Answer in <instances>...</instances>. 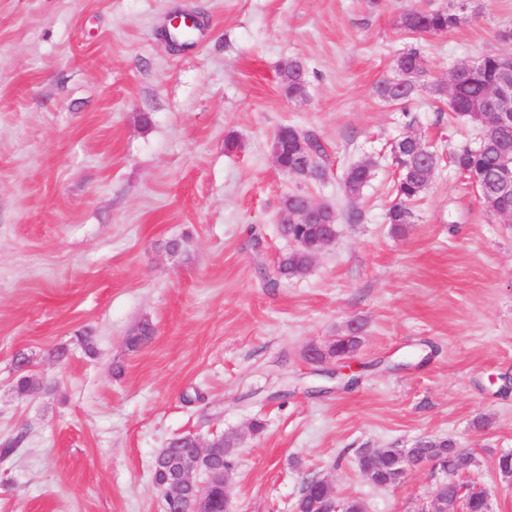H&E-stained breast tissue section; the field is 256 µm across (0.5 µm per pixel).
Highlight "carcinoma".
Listing matches in <instances>:
<instances>
[{"label": "carcinoma", "mask_w": 512, "mask_h": 512, "mask_svg": "<svg viewBox=\"0 0 512 512\" xmlns=\"http://www.w3.org/2000/svg\"><path fill=\"white\" fill-rule=\"evenodd\" d=\"M461 14L451 9H438L432 11L410 9L402 16V27L407 32L418 35H439L455 27L460 22ZM509 52H489L479 58L478 68L471 73H461L456 86V97L448 99L450 110L464 118L475 119L479 114L489 124L493 123L492 114L485 112V102L488 93L500 81L505 58L511 56ZM422 61L421 52L412 47L401 53L393 60L394 70H405L407 74L398 76L400 82L389 80L380 81L375 87V94L381 100L405 105L411 102L417 92L416 79L424 73L423 67L413 68V65ZM305 66L298 60H291L281 69V87L284 94L290 99L301 97L305 93L306 82L303 81ZM308 147L310 157L306 158L292 151L282 156L284 165L299 169L310 164L312 176L310 180L320 181L325 176V168L320 163L324 154L321 143L312 135H302ZM402 154V162L396 163L399 177L394 186L395 203L386 212V223L391 225L395 232L405 229L413 223V212L410 205L419 200L426 191L437 167V160H428L417 154L415 144L404 138L398 143ZM452 163L461 176L475 187L487 204L489 212L498 211L512 202V198H502L497 194V182L500 171L504 167H512V161L506 158L503 144L498 136L491 130L483 134L480 143L474 147H464L452 155ZM373 162L366 158L353 164L347 171L344 179V190L350 196L359 195L361 189L370 180ZM338 215L332 209L322 213L307 224H286L282 233L290 238L314 244L329 229L337 224ZM311 264L308 250L301 249L288 252L279 259L277 272L283 278H294L304 275ZM360 344V336L347 332L337 336L336 339L323 349L329 357H340L353 354ZM236 440L226 436L224 441L218 443L213 453L210 470L213 473L224 471L233 472L235 451L233 447ZM181 449L175 447L168 458H154L152 463L153 479L159 483L171 477L173 457L180 454ZM400 452L398 448H382V459L377 461L358 460L360 469L372 473L374 484L378 485L385 480L386 467L384 463L391 462Z\"/></svg>", "instance_id": "obj_1"}]
</instances>
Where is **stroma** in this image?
<instances>
[{"instance_id": "1", "label": "stroma", "mask_w": 512, "mask_h": 512, "mask_svg": "<svg viewBox=\"0 0 512 512\" xmlns=\"http://www.w3.org/2000/svg\"><path fill=\"white\" fill-rule=\"evenodd\" d=\"M450 4L0 0V443L25 434L0 459V512H163L152 460L189 433L235 438L232 512H291L313 476L366 512H416L442 473L380 487L358 453L424 436L471 452L464 481L512 512L496 467L512 451V225L451 164L480 132L442 91L458 66L512 52L498 38L512 0H465L440 35L401 25ZM178 13L198 18V44L166 40ZM413 44L425 74L407 119L374 87ZM291 60L307 69L297 100L280 87ZM284 125L324 144L323 180L275 165ZM408 133L439 164L397 234L391 145ZM366 157L373 176L349 197ZM297 191L335 208L338 236L272 288ZM352 319L362 368L344 389L304 352ZM20 355L39 381L23 396ZM373 162L366 158L353 164L347 171L344 179V190L349 196L359 195L361 189L370 180Z\"/></svg>"}]
</instances>
